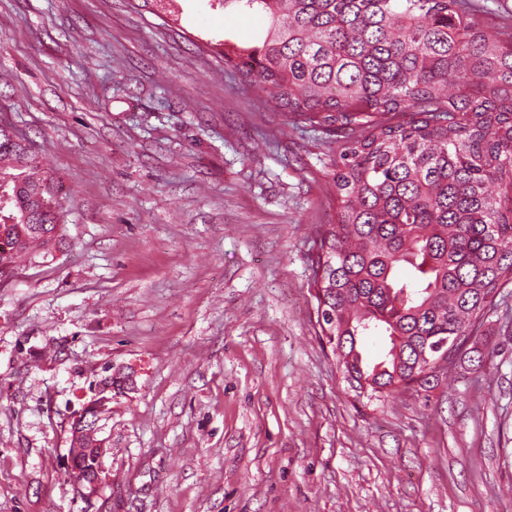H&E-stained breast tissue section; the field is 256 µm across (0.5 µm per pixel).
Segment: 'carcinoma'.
<instances>
[{
    "mask_svg": "<svg viewBox=\"0 0 512 512\" xmlns=\"http://www.w3.org/2000/svg\"><path fill=\"white\" fill-rule=\"evenodd\" d=\"M270 24L235 56L285 112L348 129L336 158V223L315 240L321 337L358 394L439 377L434 347L483 323L512 282V40L487 33L465 0H210ZM405 110L415 118L395 121ZM0 271L63 239L62 180L0 124ZM503 187L494 193L491 187ZM389 347L367 363L362 336ZM98 437L72 479L100 465Z\"/></svg>",
    "mask_w": 512,
    "mask_h": 512,
    "instance_id": "1",
    "label": "carcinoma"
}]
</instances>
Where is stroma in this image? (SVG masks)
I'll return each instance as SVG.
<instances>
[{
	"label": "stroma",
	"instance_id": "35a3bbf8",
	"mask_svg": "<svg viewBox=\"0 0 512 512\" xmlns=\"http://www.w3.org/2000/svg\"><path fill=\"white\" fill-rule=\"evenodd\" d=\"M512 34V0H470ZM0 0V123L59 172L52 254L0 277V512H512V283L429 385L357 395L319 337L311 259L341 130L224 62L238 5ZM99 495L65 480L108 366Z\"/></svg>",
	"mask_w": 512,
	"mask_h": 512
}]
</instances>
